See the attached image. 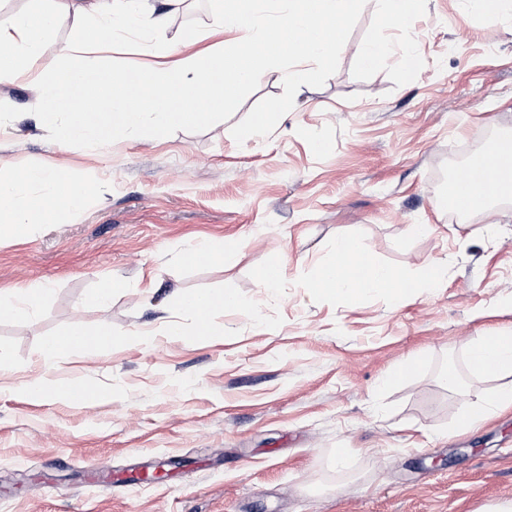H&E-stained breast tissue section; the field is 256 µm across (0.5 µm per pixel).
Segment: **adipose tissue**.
<instances>
[{"mask_svg": "<svg viewBox=\"0 0 512 512\" xmlns=\"http://www.w3.org/2000/svg\"><path fill=\"white\" fill-rule=\"evenodd\" d=\"M147 0H34L31 9L6 26L0 25V82L44 64L47 80L38 82L40 100L52 103L64 118L59 141L70 147L86 143L101 146L113 137L140 138L144 131L164 135L181 123H205L224 109L225 93L256 80L267 63L287 53L323 64L334 58L336 39L324 35L328 22L341 20L350 0H286L279 23L260 20L246 0H211L215 29L243 32L242 46L228 45L217 52L194 50L196 34L182 31L179 44L189 55L172 68H146L120 74L101 67L93 56L95 47L111 43L139 18ZM89 17L94 31L85 44L51 43L50 34L58 13ZM108 95V116L81 111L72 105L82 96ZM49 182L60 194L76 196L77 190L60 184L45 168L26 172L20 179L0 178V235H19L32 225L45 223L50 209L38 196L23 194V186ZM443 265L425 269L418 280L368 262L353 240L338 238L335 259L322 265L309 285L319 291L350 298L372 289L399 296L412 287L437 283ZM492 354L498 376L512 377V336L480 340L469 351V363L480 369L485 354Z\"/></svg>", "mask_w": 512, "mask_h": 512, "instance_id": "ef3b65f1", "label": "adipose tissue"}]
</instances>
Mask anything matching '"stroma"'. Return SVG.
Here are the masks:
<instances>
[{"label": "stroma", "mask_w": 512, "mask_h": 512, "mask_svg": "<svg viewBox=\"0 0 512 512\" xmlns=\"http://www.w3.org/2000/svg\"><path fill=\"white\" fill-rule=\"evenodd\" d=\"M383 0H353L336 56L271 63L206 123L158 138L67 148L61 115L38 100L40 71L0 84V172L56 166L74 204L35 186L59 213L0 236V289L42 286L30 316H0V512H488L512 502V408L472 428L498 377L470 348L512 333V198L459 223L443 201L468 149L512 129V22L465 0H420L394 24ZM210 0H184L168 38L198 49L239 32L210 27ZM386 40L375 61L367 46ZM149 36L113 44L123 72L154 64ZM283 117L255 138L257 113ZM426 225L412 236L408 225ZM408 279L448 266L431 288L350 300L308 288L338 237ZM237 245L232 264L181 263L198 240ZM278 288L259 272L278 254ZM111 284L107 306L88 294ZM231 292L244 302L201 336L171 294ZM109 327L117 343L44 369L71 328ZM414 365L408 376L396 370ZM461 379L449 390L447 367ZM394 380L386 388V374ZM100 389L75 403L34 400L33 383ZM349 464L336 466L337 449ZM168 476L150 480L157 469Z\"/></svg>", "instance_id": "1"}]
</instances>
